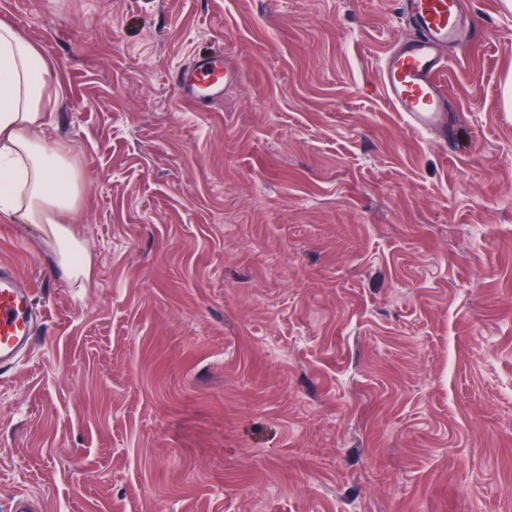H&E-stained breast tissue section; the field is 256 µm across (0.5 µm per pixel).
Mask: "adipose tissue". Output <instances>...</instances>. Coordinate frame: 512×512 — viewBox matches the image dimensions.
<instances>
[{"mask_svg": "<svg viewBox=\"0 0 512 512\" xmlns=\"http://www.w3.org/2000/svg\"><path fill=\"white\" fill-rule=\"evenodd\" d=\"M53 64L13 25L0 21V215L48 225L57 263L71 280L90 274L82 244L70 231L88 186L70 144L45 133L62 86Z\"/></svg>", "mask_w": 512, "mask_h": 512, "instance_id": "obj_1", "label": "adipose tissue"}]
</instances>
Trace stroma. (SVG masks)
<instances>
[{
    "label": "stroma",
    "instance_id": "1",
    "mask_svg": "<svg viewBox=\"0 0 512 512\" xmlns=\"http://www.w3.org/2000/svg\"><path fill=\"white\" fill-rule=\"evenodd\" d=\"M467 8L423 133L379 85L399 0H0L91 261L0 217L46 312L0 369V512H512V0ZM235 76V67L219 52L196 58L189 68L172 76V81L181 99L200 109L220 97Z\"/></svg>",
    "mask_w": 512,
    "mask_h": 512
}]
</instances>
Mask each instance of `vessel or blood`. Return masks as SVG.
Wrapping results in <instances>:
<instances>
[{
  "instance_id": "b4317fda",
  "label": "vessel or blood",
  "mask_w": 512,
  "mask_h": 512,
  "mask_svg": "<svg viewBox=\"0 0 512 512\" xmlns=\"http://www.w3.org/2000/svg\"><path fill=\"white\" fill-rule=\"evenodd\" d=\"M417 29L414 38L397 42L379 74L381 90L394 111L417 129L441 125L448 99L438 84L447 65L446 50L468 28L463 0H403ZM236 76L223 53L196 58L173 76L181 99L202 108L220 97ZM35 290L15 267L0 263V368L18 366L30 354L44 315L34 301Z\"/></svg>"
}]
</instances>
